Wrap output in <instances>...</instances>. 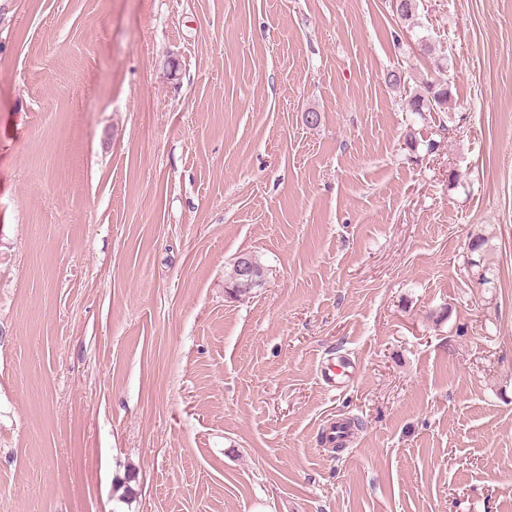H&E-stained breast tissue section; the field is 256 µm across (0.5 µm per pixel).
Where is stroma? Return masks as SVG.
I'll return each instance as SVG.
<instances>
[{
	"instance_id": "35a3bbf8",
	"label": "stroma",
	"mask_w": 512,
	"mask_h": 512,
	"mask_svg": "<svg viewBox=\"0 0 512 512\" xmlns=\"http://www.w3.org/2000/svg\"><path fill=\"white\" fill-rule=\"evenodd\" d=\"M0 512H512V0H0ZM428 89L430 90V95L422 96L416 94L408 101V105L413 112H423L424 110L436 111V109H441L448 105L449 94L447 88L432 91L433 87L429 86ZM468 249L470 252V269L475 279L483 286L492 284V269L486 262V256L491 249L490 239L482 234L471 237ZM249 255L250 256H248V257L251 259V261L254 265V268L256 270V274H255L254 281H253L254 283L252 285H250L249 288H246V285L241 282V278H239V276H238L236 261L234 262L232 274L230 276V288H232L236 293H239L241 296L251 293V291L254 290L255 288L261 287L263 284V281H264V277H265L263 267L256 260V258L253 257V255H251V254H249Z\"/></svg>"
}]
</instances>
